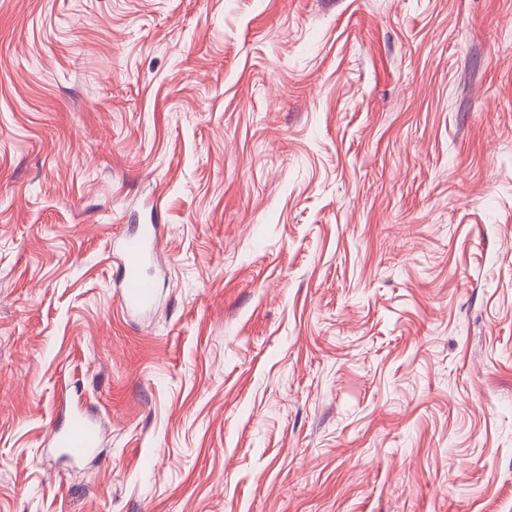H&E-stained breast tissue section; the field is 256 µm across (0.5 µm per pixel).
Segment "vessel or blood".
<instances>
[{
	"label": "vessel or blood",
	"mask_w": 512,
	"mask_h": 512,
	"mask_svg": "<svg viewBox=\"0 0 512 512\" xmlns=\"http://www.w3.org/2000/svg\"><path fill=\"white\" fill-rule=\"evenodd\" d=\"M158 240V227L153 224L127 234L121 243L119 301L125 311H147L155 303L156 289L149 270L157 254ZM51 440L66 460L76 463L96 455L100 429L79 409L54 428Z\"/></svg>",
	"instance_id": "1"
}]
</instances>
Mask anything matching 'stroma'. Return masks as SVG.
Wrapping results in <instances>:
<instances>
[{"label":"stroma","mask_w":512,"mask_h":512,"mask_svg":"<svg viewBox=\"0 0 512 512\" xmlns=\"http://www.w3.org/2000/svg\"><path fill=\"white\" fill-rule=\"evenodd\" d=\"M0 512H512V0H0ZM157 225L145 226L127 234L118 258L119 301L126 312L148 311L156 300V289L149 270L158 250ZM51 440L66 460L76 463L97 455L100 429L87 413L77 409L54 428Z\"/></svg>","instance_id":"obj_1"}]
</instances>
